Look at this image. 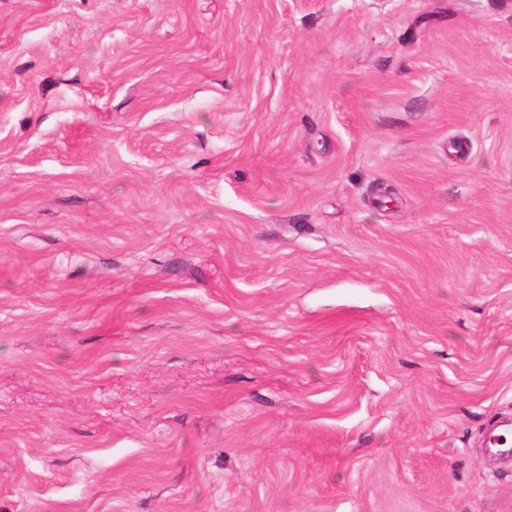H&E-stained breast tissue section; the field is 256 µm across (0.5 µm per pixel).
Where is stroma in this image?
<instances>
[{
  "label": "stroma",
  "instance_id": "stroma-1",
  "mask_svg": "<svg viewBox=\"0 0 512 512\" xmlns=\"http://www.w3.org/2000/svg\"><path fill=\"white\" fill-rule=\"evenodd\" d=\"M512 0H0V512H512Z\"/></svg>",
  "mask_w": 512,
  "mask_h": 512
}]
</instances>
